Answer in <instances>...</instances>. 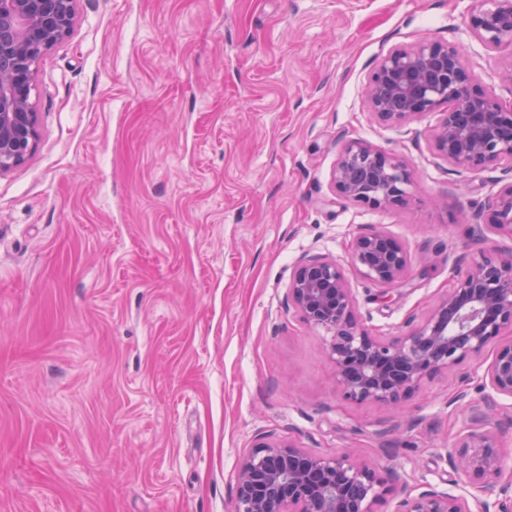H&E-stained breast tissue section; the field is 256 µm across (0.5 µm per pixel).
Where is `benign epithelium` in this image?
I'll use <instances>...</instances> for the list:
<instances>
[{
	"instance_id": "obj_1",
	"label": "benign epithelium",
	"mask_w": 512,
	"mask_h": 512,
	"mask_svg": "<svg viewBox=\"0 0 512 512\" xmlns=\"http://www.w3.org/2000/svg\"><path fill=\"white\" fill-rule=\"evenodd\" d=\"M77 2L0 0V175L24 162L35 145L40 63L71 32ZM469 27L488 48L512 46V0H475ZM365 99L383 123L440 112L431 146L459 167L512 168V104L500 103L479 83L453 43L429 40L391 50L369 76ZM332 182L338 195L355 205L390 209L408 199L412 171L397 154L349 140L339 150ZM487 212L488 224L512 236V184L488 202ZM349 257L354 273L384 295L404 281L409 268L405 248L372 225L353 237ZM288 304L309 326L329 335L327 354L348 401L395 406L425 381L489 348L485 379L495 394L512 398V341L498 342L505 330L512 331V261L480 255L457 273L454 288L428 316L399 336H376L366 328L344 267L321 255L297 262ZM495 406L488 397L449 455L471 490L409 492L397 512H506L502 502L482 498L508 466L497 437L484 429ZM394 492L374 463L346 453H314L265 435L240 462L234 512H375Z\"/></svg>"
}]
</instances>
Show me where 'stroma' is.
I'll use <instances>...</instances> for the list:
<instances>
[{
  "label": "stroma",
  "instance_id": "1",
  "mask_svg": "<svg viewBox=\"0 0 512 512\" xmlns=\"http://www.w3.org/2000/svg\"><path fill=\"white\" fill-rule=\"evenodd\" d=\"M473 0H78L45 55L38 139L0 176V512H232L242 457L271 434L350 452L398 489L463 493L447 452L490 392L485 363L399 407L346 401L322 331L288 304L307 253L349 262L373 224L406 249L377 335L422 321L483 253L512 259L487 204L503 167L468 170L429 142L440 118L369 113L379 60L456 43L481 84L512 49L469 28ZM402 156L411 199L341 198L344 141Z\"/></svg>",
  "mask_w": 512,
  "mask_h": 512
}]
</instances>
